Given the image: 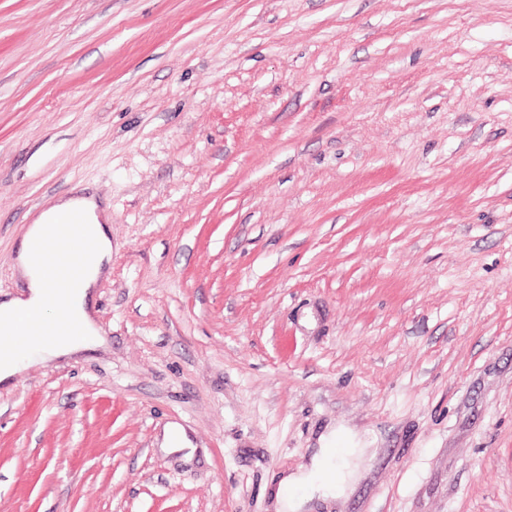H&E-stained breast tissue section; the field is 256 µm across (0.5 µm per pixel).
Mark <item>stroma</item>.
Wrapping results in <instances>:
<instances>
[{
  "instance_id": "obj_1",
  "label": "stroma",
  "mask_w": 512,
  "mask_h": 512,
  "mask_svg": "<svg viewBox=\"0 0 512 512\" xmlns=\"http://www.w3.org/2000/svg\"><path fill=\"white\" fill-rule=\"evenodd\" d=\"M77 186L107 343L0 386V512H270L336 426L319 512H512V0H0L1 298ZM318 446L307 465L279 479L273 491L279 512H305L315 499L338 498L355 476L354 461L365 448L357 447L350 431L335 428L320 437Z\"/></svg>"
}]
</instances>
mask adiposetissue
<instances>
[{"label":"adipose tissue","instance_id":"adipose-tissue-1","mask_svg":"<svg viewBox=\"0 0 512 512\" xmlns=\"http://www.w3.org/2000/svg\"><path fill=\"white\" fill-rule=\"evenodd\" d=\"M70 215L79 216L81 220L74 228L75 234L92 239L95 250L82 259L85 271L77 287L66 291L61 304L57 305L45 294L51 270L34 266L33 251L46 242L51 226ZM107 220L105 207L94 195L85 193L58 199L29 226L15 258L23 289L19 295L0 301V317L45 323L53 320L62 308L78 321L82 331L77 336H60L38 343L21 341L15 358L0 362V384L10 382L33 364L104 344L105 339L100 336L90 313V300L98 283L109 274L112 240L107 232ZM360 453L351 432L346 429L338 428L321 436L308 464L280 478L274 491L280 512H307L315 498L340 497L355 475L354 461Z\"/></svg>","mask_w":512,"mask_h":512}]
</instances>
